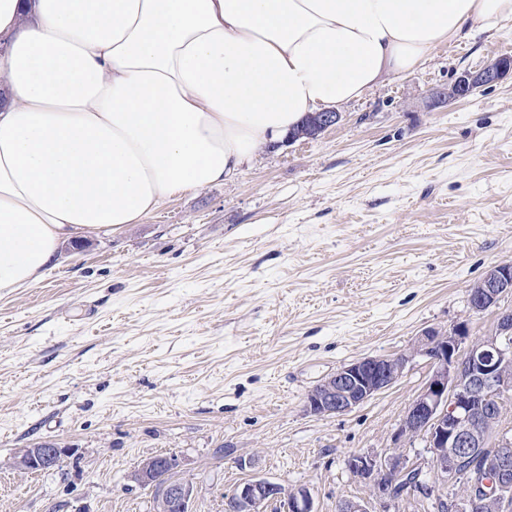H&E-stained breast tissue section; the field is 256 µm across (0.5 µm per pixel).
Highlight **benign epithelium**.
<instances>
[{
  "label": "benign epithelium",
  "mask_w": 512,
  "mask_h": 512,
  "mask_svg": "<svg viewBox=\"0 0 512 512\" xmlns=\"http://www.w3.org/2000/svg\"><path fill=\"white\" fill-rule=\"evenodd\" d=\"M512 70L505 57L477 71L464 70L448 88V101L466 98L477 89L492 85ZM337 112H319L302 120L288 141L313 139L336 125ZM512 295V264L490 267L469 289L471 309L478 305L498 308L495 330L479 338L469 335L466 323L450 330L429 329L414 342L409 352L395 357H362L321 380L306 396L310 414H346L378 393L393 386L413 357L425 356L432 370L420 392L410 402L394 435L393 446L382 454H357L348 458L350 471L370 487L373 499L385 505L395 500V483L401 479L420 482L424 468L446 486L459 477L467 461L479 464L485 479L483 495L462 493L452 499V512H471L486 506L493 512L512 509V438L496 427L493 410H502V398L512 394V309L501 306ZM425 441L429 458L423 462L405 454V443ZM69 454L67 448H21L10 462L20 474L57 466ZM175 454L144 460L134 472L142 487L159 488L155 512H191L195 486L189 479L160 484V472L176 470ZM234 512H267L273 502L284 512H317L306 487L286 490L260 476L243 480L226 495Z\"/></svg>",
  "instance_id": "1"
}]
</instances>
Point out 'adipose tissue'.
Instances as JSON below:
<instances>
[{
	"mask_svg": "<svg viewBox=\"0 0 512 512\" xmlns=\"http://www.w3.org/2000/svg\"><path fill=\"white\" fill-rule=\"evenodd\" d=\"M511 19L512 0H0V293Z\"/></svg>",
	"mask_w": 512,
	"mask_h": 512,
	"instance_id": "1",
	"label": "adipose tissue"
}]
</instances>
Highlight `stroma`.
Here are the masks:
<instances>
[{
  "instance_id": "35a3bbf8",
  "label": "stroma",
  "mask_w": 512,
  "mask_h": 512,
  "mask_svg": "<svg viewBox=\"0 0 512 512\" xmlns=\"http://www.w3.org/2000/svg\"><path fill=\"white\" fill-rule=\"evenodd\" d=\"M503 56L512 40L488 32L441 46L317 139L262 147L230 181L64 244L40 282L1 294L0 512H153L133 474L168 452L192 512H224L253 475L308 487L318 512L367 499L346 461L391 446L428 360L344 415L309 414L305 398L425 330L494 329L468 290L512 263V73L446 92ZM40 444L72 454L8 468ZM511 67L512 59L502 57L477 71L463 70L448 88V102L466 98L477 89L498 82L508 74ZM22 448L10 462V467L20 474H30L36 470H47L57 466L69 454L68 448ZM35 473V472H33Z\"/></svg>"
}]
</instances>
